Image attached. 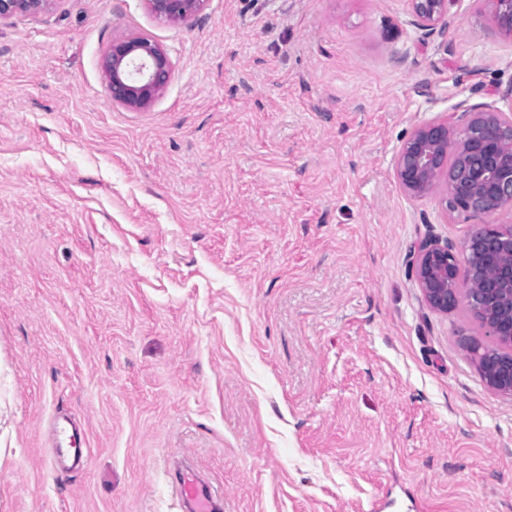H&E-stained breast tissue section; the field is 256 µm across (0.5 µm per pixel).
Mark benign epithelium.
Segmentation results:
<instances>
[{
  "label": "benign epithelium",
  "instance_id": "benign-epithelium-1",
  "mask_svg": "<svg viewBox=\"0 0 512 512\" xmlns=\"http://www.w3.org/2000/svg\"><path fill=\"white\" fill-rule=\"evenodd\" d=\"M52 0H0V22L48 9ZM208 0H146L158 19L180 24L198 16ZM417 25L443 33L449 0H406ZM492 29L512 42V0H484ZM112 102L149 107L171 81L174 63L146 34L114 39L101 58ZM451 120L417 125L397 151L394 177L411 199L441 194L452 219L494 217L512 211V113L492 103L457 104ZM412 273L428 307H460L479 319L489 342L474 353L480 376L512 400V225L478 224L461 245L428 239L414 249Z\"/></svg>",
  "mask_w": 512,
  "mask_h": 512
}]
</instances>
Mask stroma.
I'll return each mask as SVG.
<instances>
[{
    "label": "stroma",
    "mask_w": 512,
    "mask_h": 512,
    "mask_svg": "<svg viewBox=\"0 0 512 512\" xmlns=\"http://www.w3.org/2000/svg\"><path fill=\"white\" fill-rule=\"evenodd\" d=\"M425 35L405 0H53L0 23V512H512V401L458 309L411 273L468 220L413 200L402 141L512 111V45L472 0ZM173 77L114 104L113 39ZM90 462L50 471L53 423ZM150 12L158 19L180 24L198 16L208 0H146ZM100 64L112 102L133 110L149 107L174 71L167 51L146 34L113 39ZM182 504L188 506L187 512H219L223 504V495L203 480L194 470L185 469L180 473L177 487Z\"/></svg>",
    "instance_id": "35a3bbf8"
}]
</instances>
